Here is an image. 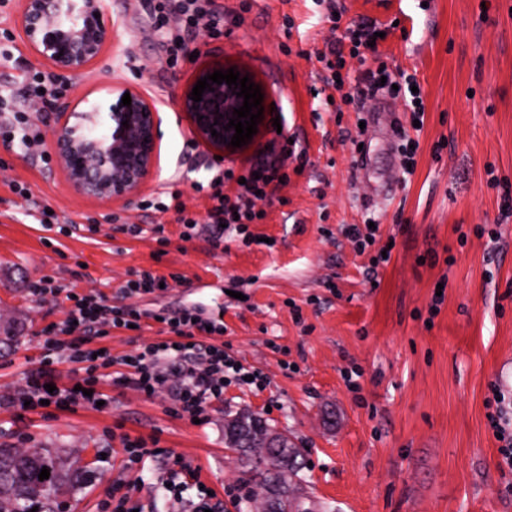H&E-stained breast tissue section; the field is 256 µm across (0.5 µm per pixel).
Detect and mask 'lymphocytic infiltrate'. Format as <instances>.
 Instances as JSON below:
<instances>
[{"mask_svg": "<svg viewBox=\"0 0 512 512\" xmlns=\"http://www.w3.org/2000/svg\"><path fill=\"white\" fill-rule=\"evenodd\" d=\"M148 17L157 32H160L167 53V66L176 69L179 54L189 38L205 35L217 40L224 35V7L218 0H147ZM376 22L365 20L355 24L347 35L351 49L342 43L328 46L326 62V86L339 91L345 104L362 107L364 100L380 89L382 84L397 85L414 120H423L425 106L421 94L415 93L418 83L416 75L399 70L388 72H365L357 77L344 75L345 55H359L378 32ZM25 94L22 100L13 95L0 94V143H20L25 149H40L42 160H49L43 151L44 132L30 123L29 117L40 112L46 103L59 93L60 83L51 73L36 69L32 64L22 67ZM289 181L286 162L262 165L252 169L243 167L217 168L214 181L194 183L196 192L205 193L211 203L204 227L194 226L180 191H161L153 199L143 201L142 209L154 211L158 219L151 224H127L115 214L103 215L107 224L118 225L121 232L134 237L147 234L158 236L164 232L163 215L174 214L177 223L183 224L184 238L197 236L207 231L212 248H222L228 235L242 237L246 244L257 241L249 232V225L258 223L259 212L264 211L276 192ZM163 275L153 270L138 268L131 270L127 280L114 298L104 295H84L68 288L64 291L67 304L62 324H49L44 328L45 352L38 367L28 374V390L25 395L11 398L12 406H40L50 401L61 412L74 411L80 405H95L103 395L96 387L102 377H110L113 385L132 387L146 397H153L160 389L171 392L172 414L183 420H208L214 404L223 402L224 390L232 384H243L251 380L255 390H264L268 378L260 370L248 368L233 353L230 343L225 342L223 321L210 320L199 311L185 309L169 314L142 308L137 297L159 289ZM137 331L154 329L163 337L162 342L135 349L128 355L115 356L111 352L97 353L96 339L106 336L108 330ZM74 363L76 369L70 385L55 387L53 365L59 358ZM167 362L172 372L159 371V362ZM124 466L127 470H138L146 462L156 459L166 463L165 490L173 502H180L185 487L199 477L200 468L183 455L169 448H160L155 436L128 437L124 440Z\"/></svg>", "mask_w": 512, "mask_h": 512, "instance_id": "f902f5d3", "label": "lymphocytic infiltrate"}]
</instances>
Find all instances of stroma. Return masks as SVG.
Segmentation results:
<instances>
[{
	"label": "stroma",
	"instance_id": "obj_1",
	"mask_svg": "<svg viewBox=\"0 0 512 512\" xmlns=\"http://www.w3.org/2000/svg\"><path fill=\"white\" fill-rule=\"evenodd\" d=\"M222 2L224 38L190 39L189 58L171 71L144 0H101L115 37L86 73L68 78L71 96L89 90L108 105L113 85L133 83L157 105L159 169L140 199L78 195L57 165L43 167L38 154L0 145V305L15 318L13 341L0 345V396L24 391L43 354L41 329L65 318L61 300L31 295L33 282L110 297L133 268L177 277L140 297V306L222 311L225 341L269 384L260 392L228 387L208 422L194 425L168 414L167 394L148 398L107 379L101 389L112 403L101 411L81 406L50 416L1 405L0 447L98 453L96 476L79 485L71 512H98L119 479L135 485L143 512H191L194 490L178 504L164 496L163 462L141 471L122 465L123 436L155 435L200 465L219 512H236L225 491L241 481L224 445V420L248 410L303 449L314 512H512V495L499 492L500 443L486 408L491 386L512 395V215L503 214L512 190V0H343L337 29L322 20L315 0ZM363 17L392 30L377 52L348 67L375 69L380 54L416 73L421 130L412 128L400 97L367 100L358 113L336 111L317 96L324 70L316 52ZM211 52L250 69L270 89L280 118L227 165L279 160L288 137L301 153L287 161L292 173L279 203L252 227L274 239L273 248L228 238L215 250L204 237L183 239V225L173 223L162 243L108 224L67 237L27 216L11 182L30 186L62 223L107 213L153 223L140 201L171 185L205 220L208 201L192 184L208 181L212 158L201 147L186 154L188 125L177 99L195 60ZM399 129L419 142L410 176L397 149ZM369 222L379 226L378 244H394L390 263L378 268L370 263L376 246L357 251L345 235L349 225ZM480 227L497 229L498 241L478 236ZM440 287L445 298L433 316ZM275 344L281 353L272 352Z\"/></svg>",
	"mask_w": 512,
	"mask_h": 512
}]
</instances>
